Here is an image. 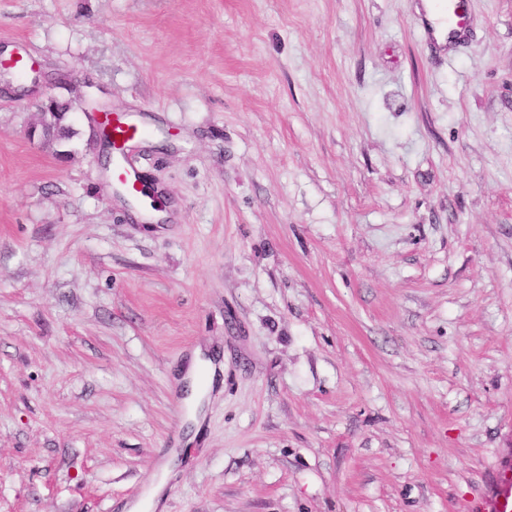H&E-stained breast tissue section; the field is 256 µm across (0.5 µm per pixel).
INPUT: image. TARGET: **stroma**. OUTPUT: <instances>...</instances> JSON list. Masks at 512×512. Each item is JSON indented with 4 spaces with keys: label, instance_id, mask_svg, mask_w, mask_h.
I'll return each instance as SVG.
<instances>
[{
    "label": "stroma",
    "instance_id": "35a3bbf8",
    "mask_svg": "<svg viewBox=\"0 0 512 512\" xmlns=\"http://www.w3.org/2000/svg\"><path fill=\"white\" fill-rule=\"evenodd\" d=\"M0 0V512H479L512 459V0ZM75 136L30 139L47 95ZM145 131L98 162L88 99ZM220 366L196 439L173 389ZM439 14L448 24V47L464 41L469 32V8L467 0H443L435 4ZM211 368L210 359L205 357L203 351L197 349L184 376V380L190 383L193 390L192 395L188 398L193 413L196 412L197 406L200 405V400L206 392L207 383L203 382V376L211 372Z\"/></svg>",
    "mask_w": 512,
    "mask_h": 512
}]
</instances>
